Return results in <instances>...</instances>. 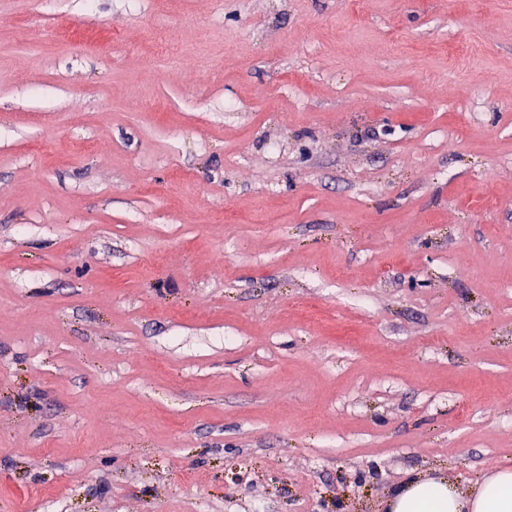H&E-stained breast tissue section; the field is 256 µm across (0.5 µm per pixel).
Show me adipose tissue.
<instances>
[{"label": "adipose tissue", "mask_w": 512, "mask_h": 512, "mask_svg": "<svg viewBox=\"0 0 512 512\" xmlns=\"http://www.w3.org/2000/svg\"><path fill=\"white\" fill-rule=\"evenodd\" d=\"M389 512H512V467L463 490L442 478L415 475L393 492Z\"/></svg>", "instance_id": "ef3b65f1"}]
</instances>
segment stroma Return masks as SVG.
Returning a JSON list of instances; mask_svg holds the SVG:
<instances>
[{
    "label": "stroma",
    "instance_id": "stroma-1",
    "mask_svg": "<svg viewBox=\"0 0 512 512\" xmlns=\"http://www.w3.org/2000/svg\"><path fill=\"white\" fill-rule=\"evenodd\" d=\"M493 463L512 0H0V512H383Z\"/></svg>",
    "mask_w": 512,
    "mask_h": 512
}]
</instances>
